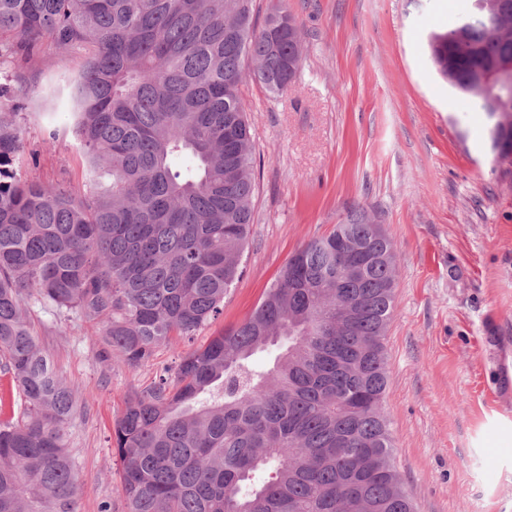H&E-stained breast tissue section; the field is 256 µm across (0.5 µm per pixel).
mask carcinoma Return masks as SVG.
<instances>
[{
  "mask_svg": "<svg viewBox=\"0 0 512 512\" xmlns=\"http://www.w3.org/2000/svg\"><path fill=\"white\" fill-rule=\"evenodd\" d=\"M494 8L431 37L441 77L497 125L474 76L512 60ZM49 39L82 49L65 80L88 192L22 181L19 127L0 113V356L22 402L0 421V512H77L73 389L25 318L31 302L104 319L131 367L216 319L239 279L256 190L246 80L282 94L302 62L288 6L254 0H0L16 81ZM188 156L192 166L176 161ZM366 248L336 287V238ZM396 254L362 209L297 250L251 315L129 397L112 429L125 512H415L382 412ZM279 353L270 368L253 357Z\"/></svg>",
  "mask_w": 512,
  "mask_h": 512,
  "instance_id": "1",
  "label": "carcinoma"
}]
</instances>
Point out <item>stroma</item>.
Listing matches in <instances>:
<instances>
[{
  "mask_svg": "<svg viewBox=\"0 0 512 512\" xmlns=\"http://www.w3.org/2000/svg\"><path fill=\"white\" fill-rule=\"evenodd\" d=\"M473 0H288L303 62L287 92L246 84L255 145L253 224L224 311L146 363L102 358L103 322L30 304L40 348L75 391L67 425L78 512H124L113 422L128 398L174 378L182 356L249 316L292 253L363 208L396 251L382 410L417 512H512V397L497 361L512 349V167L499 165L479 103L449 88L429 53ZM84 52L43 41L31 68L40 94L0 56V112H13L18 178L87 190L63 100L48 96Z\"/></svg>",
  "mask_w": 512,
  "mask_h": 512,
  "instance_id": "35a3bbf8",
  "label": "stroma"
}]
</instances>
